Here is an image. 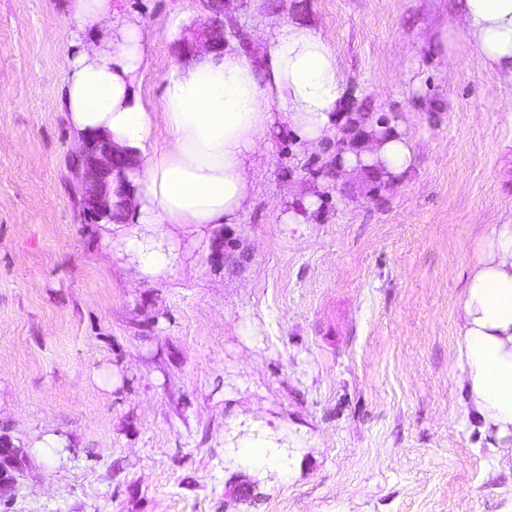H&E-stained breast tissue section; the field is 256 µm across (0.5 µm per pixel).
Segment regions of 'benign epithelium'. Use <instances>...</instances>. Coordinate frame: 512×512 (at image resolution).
<instances>
[{"label": "benign epithelium", "mask_w": 512, "mask_h": 512, "mask_svg": "<svg viewBox=\"0 0 512 512\" xmlns=\"http://www.w3.org/2000/svg\"><path fill=\"white\" fill-rule=\"evenodd\" d=\"M205 2L212 17L202 27V38L183 40L182 53L185 55H194L201 47L210 52L224 51V24L215 8L221 0ZM78 161L77 178L82 187L80 204L83 213L93 222L112 218L114 199H119L123 207L133 193V184L126 175V171L133 169V162L126 160L124 151L115 148L110 138L100 135L84 139ZM19 456V449L6 439L0 440V498L8 495L14 487Z\"/></svg>", "instance_id": "1"}]
</instances>
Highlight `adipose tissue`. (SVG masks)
I'll return each mask as SVG.
<instances>
[{
    "label": "adipose tissue",
    "mask_w": 512,
    "mask_h": 512,
    "mask_svg": "<svg viewBox=\"0 0 512 512\" xmlns=\"http://www.w3.org/2000/svg\"><path fill=\"white\" fill-rule=\"evenodd\" d=\"M459 13L484 63L512 80V0H460ZM69 21L92 37L67 57L62 101L74 135H108L138 160L128 175L135 194L126 238L138 276L166 269L164 246L177 229L239 223L255 191L251 172L278 121L307 148L333 137L341 122L346 85L336 52L306 24L268 28L257 54L233 46L174 66L164 78L162 109L153 113L138 85L155 32L117 21L112 0H72ZM157 122L168 133L160 147L150 142ZM413 163L411 138L377 127L361 151L344 154L342 171L373 166L397 177ZM456 341L453 374L467 421L496 458L512 461V219L474 240Z\"/></svg>",
    "instance_id": "ef3b65f1"
}]
</instances>
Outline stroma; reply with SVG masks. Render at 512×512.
<instances>
[{
	"mask_svg": "<svg viewBox=\"0 0 512 512\" xmlns=\"http://www.w3.org/2000/svg\"><path fill=\"white\" fill-rule=\"evenodd\" d=\"M112 7L158 33L139 92L160 111L210 13ZM222 20L253 52L275 22L315 28L344 122L311 149L280 124L240 222L178 231L140 279L72 175L69 0H0V436L25 453L0 512H512L452 370L473 239L512 217V81L457 0H224ZM378 124L412 167L337 177V141ZM48 431L61 447H36Z\"/></svg>",
	"mask_w": 512,
	"mask_h": 512,
	"instance_id": "35a3bbf8",
	"label": "stroma"
}]
</instances>
